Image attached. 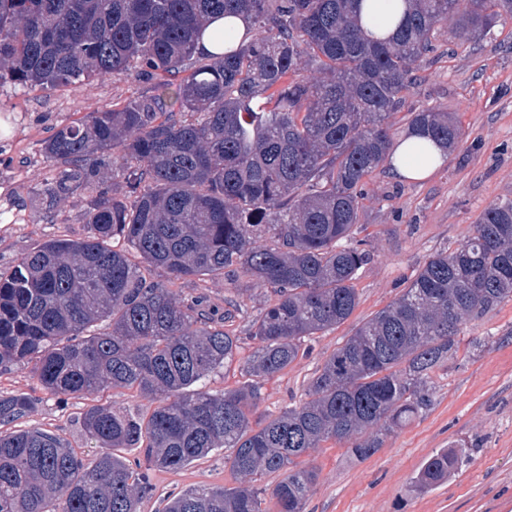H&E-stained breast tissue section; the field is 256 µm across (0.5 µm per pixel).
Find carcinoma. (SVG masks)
Masks as SVG:
<instances>
[{"mask_svg": "<svg viewBox=\"0 0 512 512\" xmlns=\"http://www.w3.org/2000/svg\"><path fill=\"white\" fill-rule=\"evenodd\" d=\"M408 2L393 33L376 38L361 24L360 0H0V87L53 90L127 71L159 79L151 94L44 141L58 173L36 197L51 209L89 194V235L48 240L0 271V367H31L62 403L134 389L154 408L84 410V436L100 448L86 464L57 434L10 429L37 398L0 394V512H138L154 470L222 448L239 485L185 489L165 512H304L318 473L298 458L336 440L367 459L431 408V373L463 320L512 298V199L487 207L466 241L431 255L328 355L306 401L250 420L301 340L357 306L354 281L370 258L353 241L365 186L394 149L390 115L434 50L437 26L453 18L458 40L474 43L512 17V0ZM233 14L249 21L244 41L197 52L206 25ZM174 104L192 118H176ZM408 123L449 150L462 137L448 111L412 112ZM224 276L276 299L253 324L247 380L212 392L201 383L237 349L224 331L232 312L204 295L178 298L167 282ZM102 322L107 330L96 331ZM125 448L143 459L130 463ZM467 462L462 446L439 451L415 487ZM272 474V487L253 485Z\"/></svg>", "mask_w": 512, "mask_h": 512, "instance_id": "1", "label": "carcinoma"}]
</instances>
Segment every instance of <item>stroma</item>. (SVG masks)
<instances>
[{
	"mask_svg": "<svg viewBox=\"0 0 512 512\" xmlns=\"http://www.w3.org/2000/svg\"><path fill=\"white\" fill-rule=\"evenodd\" d=\"M433 43L434 51L417 61L416 81L390 118L394 136L405 134L406 113L435 107L454 114L462 138L427 179L397 180L386 165L373 173L355 234L367 241L371 253L355 282L359 303L335 329L306 338L307 356L265 383L254 419L277 416L303 402L326 356L399 296L431 254L454 250L473 234L487 207L512 198V20H501L474 44L460 43L448 21L438 26ZM148 90V83L130 72L95 76L75 89L0 87V183L10 209L23 217L17 224L0 219V270H9L48 240L88 233L82 221L86 194L70 196L49 211L33 198L55 175L41 153L44 140L85 113L123 105ZM171 288L180 296L207 294L219 309L238 305L224 324L237 336L238 349L206 387L220 392L239 386L242 366L259 346L251 326L262 302L272 299L271 290L239 293L227 280L209 278L179 280ZM432 386V407L388 437L370 458L353 459L345 444L332 440L302 456V465L319 474L305 512H512V300L461 325L453 354L434 370ZM0 394L37 397L19 428L58 434L89 462L98 450L81 430L83 409L101 404L143 413L150 408L128 389L61 405L44 394L30 370L16 367L0 369ZM461 444L470 450L461 472L432 491L412 489L411 479L427 458ZM227 456L223 449L184 468L155 471L154 495L140 512H164L170 493L193 486H237Z\"/></svg>",
	"mask_w": 512,
	"mask_h": 512,
	"instance_id": "35a3bbf8",
	"label": "stroma"
}]
</instances>
